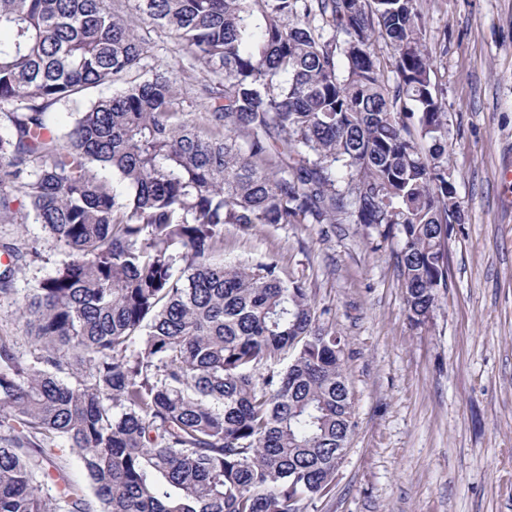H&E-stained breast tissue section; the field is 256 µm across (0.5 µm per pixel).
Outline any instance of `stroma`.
Masks as SVG:
<instances>
[{
  "instance_id": "stroma-1",
  "label": "stroma",
  "mask_w": 512,
  "mask_h": 512,
  "mask_svg": "<svg viewBox=\"0 0 512 512\" xmlns=\"http://www.w3.org/2000/svg\"><path fill=\"white\" fill-rule=\"evenodd\" d=\"M448 123L461 223L447 288L428 321L408 319L399 231L376 224L224 227L227 260L276 263L342 336L355 427L317 512H512V0H419ZM148 68L173 73L194 109L207 73L168 34L140 31ZM39 256L0 299V331L27 352L15 299L68 262L41 225L0 224Z\"/></svg>"
}]
</instances>
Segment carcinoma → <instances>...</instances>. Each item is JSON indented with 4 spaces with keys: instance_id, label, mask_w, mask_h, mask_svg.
Wrapping results in <instances>:
<instances>
[{
    "instance_id": "obj_1",
    "label": "carcinoma",
    "mask_w": 512,
    "mask_h": 512,
    "mask_svg": "<svg viewBox=\"0 0 512 512\" xmlns=\"http://www.w3.org/2000/svg\"><path fill=\"white\" fill-rule=\"evenodd\" d=\"M137 2L0 0V223L72 256L21 301L29 355L0 334V512H308L354 427L342 337L277 264L213 256L226 224H383L428 318L459 204L417 0ZM142 20L208 69L206 111L144 77ZM0 253L2 296L23 253ZM58 439L86 482L58 466L53 497Z\"/></svg>"
}]
</instances>
